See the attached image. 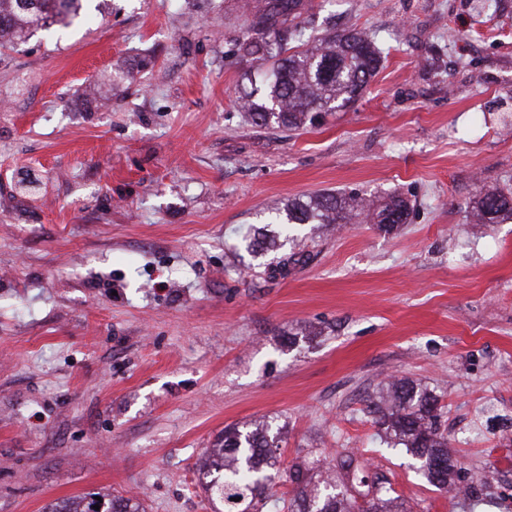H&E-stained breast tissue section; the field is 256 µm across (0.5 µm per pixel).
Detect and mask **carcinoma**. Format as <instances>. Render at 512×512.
<instances>
[{
  "label": "carcinoma",
  "instance_id": "carcinoma-1",
  "mask_svg": "<svg viewBox=\"0 0 512 512\" xmlns=\"http://www.w3.org/2000/svg\"><path fill=\"white\" fill-rule=\"evenodd\" d=\"M82 9V0H0V50L27 43L38 33L54 35V25L69 26ZM301 0H270L268 13L259 17L239 43L246 55L263 53L277 59L273 78L264 97L245 102L247 119L256 126L273 122L296 131L313 122L321 112H336L357 101L378 73L382 57L365 33L344 30L314 38L307 33ZM312 43L289 51L287 41ZM476 224H498L512 219V194L484 191L472 202ZM366 217L380 228L406 223L408 204L393 195L376 203L357 192L324 193L288 201L283 214L272 223L287 235L296 224L324 226L350 224ZM277 246L266 229H257L248 247L256 252ZM376 423L390 438L387 447L401 445L420 462V471L441 491L448 490L455 464L448 455V434L440 430L439 400L407 383L393 384L369 405ZM283 442L281 430L260 423L249 431L224 428L221 448L199 465L205 490L229 504L232 512H252L251 503L265 483L278 475L277 451ZM364 461L351 456L336 458L338 481L320 489L309 486L301 466L288 468L295 485L288 512H402L391 496L392 487L364 479ZM100 509H94V506ZM49 512H141L132 498L113 496L98 501L93 495L64 499Z\"/></svg>",
  "mask_w": 512,
  "mask_h": 512
}]
</instances>
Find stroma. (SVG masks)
Returning a JSON list of instances; mask_svg holds the SVG:
<instances>
[{"label":"stroma","instance_id":"1","mask_svg":"<svg viewBox=\"0 0 512 512\" xmlns=\"http://www.w3.org/2000/svg\"><path fill=\"white\" fill-rule=\"evenodd\" d=\"M303 2L386 59L297 131L238 105L269 73L237 48L267 0H111L0 57V512L97 492L214 512L198 458L265 421L312 484L352 454L409 512H512V220H468L512 189V0ZM350 190L404 197L406 223L247 250L288 200ZM392 379L439 396L475 495L381 445Z\"/></svg>","mask_w":512,"mask_h":512}]
</instances>
